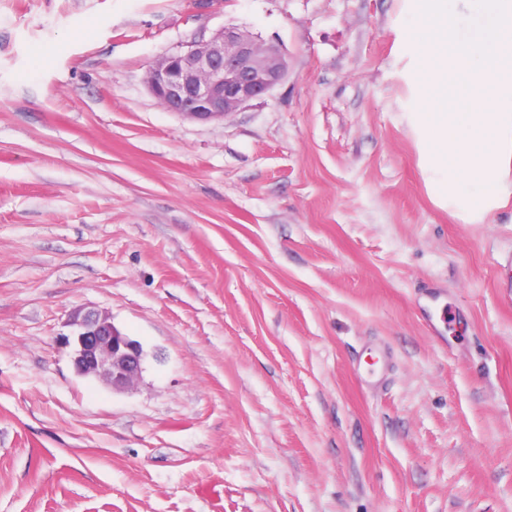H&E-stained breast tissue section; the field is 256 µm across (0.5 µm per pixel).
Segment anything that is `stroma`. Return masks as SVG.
<instances>
[{
    "label": "stroma",
    "instance_id": "obj_1",
    "mask_svg": "<svg viewBox=\"0 0 512 512\" xmlns=\"http://www.w3.org/2000/svg\"><path fill=\"white\" fill-rule=\"evenodd\" d=\"M402 5L0 0V512H512V197H430ZM226 27L287 78L168 112L151 61ZM63 335V345L78 374L94 377L112 391L134 388L141 379L145 353L141 344L128 336L102 310L73 314Z\"/></svg>",
    "mask_w": 512,
    "mask_h": 512
}]
</instances>
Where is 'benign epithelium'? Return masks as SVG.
I'll use <instances>...</instances> for the list:
<instances>
[{
	"label": "benign epithelium",
	"mask_w": 512,
	"mask_h": 512,
	"mask_svg": "<svg viewBox=\"0 0 512 512\" xmlns=\"http://www.w3.org/2000/svg\"><path fill=\"white\" fill-rule=\"evenodd\" d=\"M288 75L278 43L223 28L208 40H191L159 55L148 67L149 93L169 112L199 122L222 120L266 97ZM63 345L78 374L94 377L114 391L134 388L145 353L102 310L73 314Z\"/></svg>",
	"instance_id": "obj_1"
}]
</instances>
